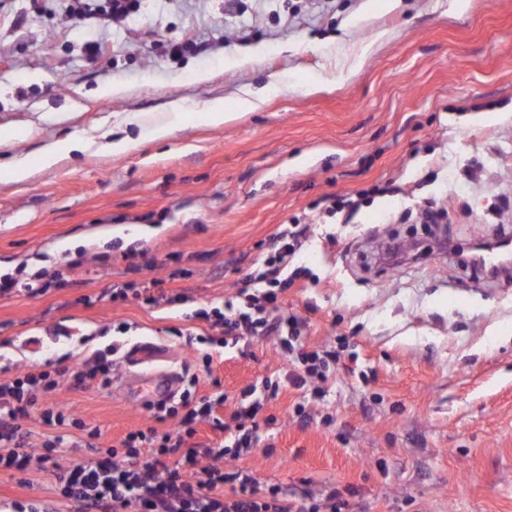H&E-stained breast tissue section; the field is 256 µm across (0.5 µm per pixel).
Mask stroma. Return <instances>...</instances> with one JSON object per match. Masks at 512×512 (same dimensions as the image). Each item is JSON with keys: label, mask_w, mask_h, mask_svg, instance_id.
<instances>
[{"label": "stroma", "mask_w": 512, "mask_h": 512, "mask_svg": "<svg viewBox=\"0 0 512 512\" xmlns=\"http://www.w3.org/2000/svg\"><path fill=\"white\" fill-rule=\"evenodd\" d=\"M450 5L142 0L115 20L75 0H0V164L23 158L32 172L0 182V269L52 284L0 298V364L155 343L160 369L211 354L199 392L234 406L295 361L273 336L190 348L192 313L223 306L280 226L300 222L310 234L279 311L304 321L307 349L330 343L339 356L325 380L265 403L275 424L225 471L322 506L334 492L350 512H512V271L488 279L444 248L512 232V0ZM271 83L259 109L240 107L242 89ZM216 99L234 118L211 127L195 111ZM177 104L183 123L149 140ZM111 130L138 146L99 150ZM69 138L95 147L42 168L41 147ZM329 196L358 206L330 213L318 206ZM427 208L440 223H421ZM133 243L152 260L135 273L123 257ZM153 279L188 303L108 299L115 284ZM55 399L107 446L149 420L113 389ZM24 478L0 474V506L54 498V475Z\"/></svg>", "instance_id": "35a3bbf8"}]
</instances>
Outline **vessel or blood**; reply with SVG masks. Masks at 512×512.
Listing matches in <instances>:
<instances>
[{"label": "vessel or blood", "mask_w": 512, "mask_h": 512, "mask_svg": "<svg viewBox=\"0 0 512 512\" xmlns=\"http://www.w3.org/2000/svg\"><path fill=\"white\" fill-rule=\"evenodd\" d=\"M473 260L488 277H495L501 266L512 262V237L504 236L498 239L492 248L476 251ZM154 356L153 348L148 345L130 350L127 355L130 370L119 380L121 392L139 396L143 401L154 402L172 398L177 394L180 386L177 372H161L147 368V361Z\"/></svg>", "instance_id": "b4317fda"}]
</instances>
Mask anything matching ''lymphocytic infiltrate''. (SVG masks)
Here are the masks:
<instances>
[{
  "label": "lymphocytic infiltrate",
  "instance_id": "lymphocytic-infiltrate-1",
  "mask_svg": "<svg viewBox=\"0 0 512 512\" xmlns=\"http://www.w3.org/2000/svg\"><path fill=\"white\" fill-rule=\"evenodd\" d=\"M299 235V230L283 225L235 301L194 312L195 319L208 326L207 332L195 335L198 344L225 346L248 341L263 331L279 333L283 351L296 354L300 368L285 380L266 382L272 398L287 388L305 389L310 379L325 378L330 361L336 358L332 349L306 350L301 320L274 313L279 291L293 284L288 265ZM109 299L159 307L186 302L187 297L161 291L153 280L117 286ZM114 368V360L98 352L71 366L0 378V472L22 474L36 465L52 470L57 479L56 503L18 500L12 512H320L309 496H296L277 485L262 491L251 475L225 473V457L236 459L251 451L260 440L261 425L275 421L274 416H261L262 404L253 399L252 389L243 390V402L226 416L221 412L224 395L198 394L200 372L191 373L177 401L148 405L152 425L132 430L106 448L100 444L98 427L85 424L74 411L47 404V397L64 383L74 391L107 389ZM35 416L50 430L39 444L33 443L26 427ZM199 419L207 420L213 431L232 432V445L198 440L194 423ZM168 420L172 428L159 431V423ZM60 426L77 429V441L89 448L90 457L60 464L59 455L68 443L56 432Z\"/></svg>",
  "mask_w": 512,
  "mask_h": 512
}]
</instances>
